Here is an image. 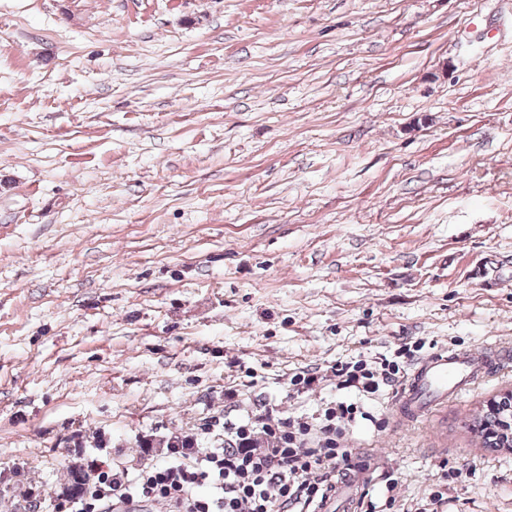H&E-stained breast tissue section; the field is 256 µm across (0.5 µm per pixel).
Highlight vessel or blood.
Segmentation results:
<instances>
[{
    "label": "vessel or blood",
    "instance_id": "vessel-or-blood-1",
    "mask_svg": "<svg viewBox=\"0 0 512 512\" xmlns=\"http://www.w3.org/2000/svg\"><path fill=\"white\" fill-rule=\"evenodd\" d=\"M511 368L512 347L508 345L490 344L477 352H433L415 364L401 385L394 419L401 424L428 418L471 387ZM372 473L368 458L354 459L348 475L337 480L317 512H355L373 481Z\"/></svg>",
    "mask_w": 512,
    "mask_h": 512
}]
</instances>
